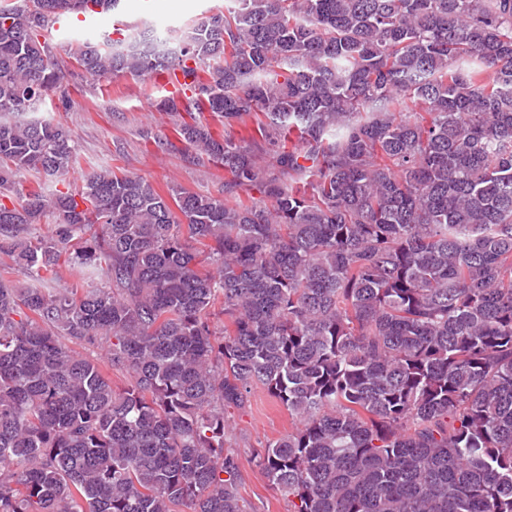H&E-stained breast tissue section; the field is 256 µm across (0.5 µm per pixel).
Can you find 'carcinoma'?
<instances>
[{"label":"carcinoma","instance_id":"cac0c4a2","mask_svg":"<svg viewBox=\"0 0 512 512\" xmlns=\"http://www.w3.org/2000/svg\"><path fill=\"white\" fill-rule=\"evenodd\" d=\"M118 2L0 6V254L31 274L0 277V512H249L228 421L257 389L288 512H512V0H224L171 51L145 20L53 53L55 17ZM70 62L190 78L160 110L224 198L110 168L23 192L77 163L8 118ZM62 263L100 284L48 287Z\"/></svg>","mask_w":512,"mask_h":512}]
</instances>
